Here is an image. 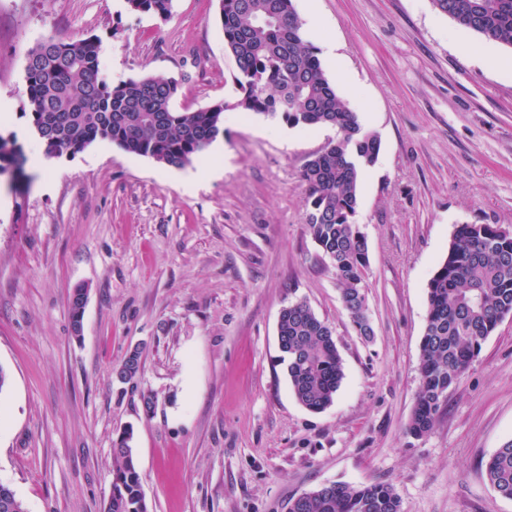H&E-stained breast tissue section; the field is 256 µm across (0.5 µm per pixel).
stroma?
I'll return each mask as SVG.
<instances>
[{
    "mask_svg": "<svg viewBox=\"0 0 512 512\" xmlns=\"http://www.w3.org/2000/svg\"><path fill=\"white\" fill-rule=\"evenodd\" d=\"M218 5L173 0L161 19L125 0H0V134L28 158L0 177V483L27 512H105L112 440L130 426L149 512H288L317 487L378 482L403 512H512L484 473L512 440V316L433 427L408 431L428 281L456 225L512 228V73L492 63L512 48L465 53L477 35L431 0H293L322 20L353 75L338 93L381 141L356 216L368 341L305 224L300 172L334 129L227 112L224 155L195 159L191 186L108 141L34 165L43 149L20 103L37 42L97 38L108 80L176 79L175 109L196 111L236 95ZM299 300L331 327L344 365L317 413L280 361V312ZM135 348L143 370L118 383Z\"/></svg>",
    "mask_w": 512,
    "mask_h": 512,
    "instance_id": "1",
    "label": "stroma"
}]
</instances>
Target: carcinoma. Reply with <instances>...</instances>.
<instances>
[{
    "instance_id": "obj_1",
    "label": "carcinoma",
    "mask_w": 512,
    "mask_h": 512,
    "mask_svg": "<svg viewBox=\"0 0 512 512\" xmlns=\"http://www.w3.org/2000/svg\"><path fill=\"white\" fill-rule=\"evenodd\" d=\"M173 0H126L132 12L167 17ZM435 9L484 42L512 48V0H432ZM224 48L233 57L239 95L204 109L179 112V83L142 77L118 83L102 75L99 45L91 37L39 41L27 55L21 114L49 158L74 155L99 140L183 168L224 134V113L238 110L282 118L292 127L331 126L336 138L303 165L308 233L328 257L351 323L372 336L365 315L369 259L355 221L363 171L379 156V137L364 129L336 91L304 37L292 0H219ZM27 156L15 136L0 135V175L22 170ZM512 315V229L459 224L448 253L428 282L427 321L420 345V389L409 424L420 437L504 318ZM278 342L291 390L306 409L330 406L344 378L332 329L305 301L284 307ZM140 352L121 364L120 382L141 373ZM133 431L112 442V491L105 512H149L133 446ZM485 475L512 499V440L485 464ZM0 512H27L16 492L0 483ZM289 512H402L389 484H331L309 490Z\"/></svg>"
}]
</instances>
